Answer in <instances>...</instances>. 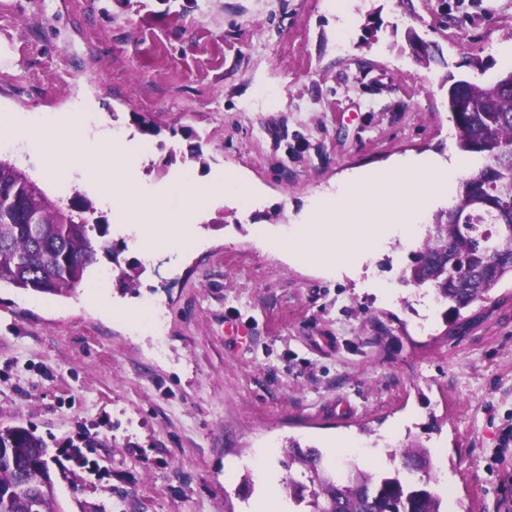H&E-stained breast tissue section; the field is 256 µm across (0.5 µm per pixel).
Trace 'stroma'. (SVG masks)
<instances>
[{
	"label": "stroma",
	"instance_id": "stroma-1",
	"mask_svg": "<svg viewBox=\"0 0 512 512\" xmlns=\"http://www.w3.org/2000/svg\"><path fill=\"white\" fill-rule=\"evenodd\" d=\"M0 0V110L89 106L141 133L142 174L161 186L201 145L200 178L227 168L257 185L250 209L225 198L189 256H143L108 221L115 300L157 299L142 335L86 311L81 292L0 287V424L48 449L62 512H247L257 482L224 467L272 445L286 477L289 441L392 469L417 440L448 479V512H500L487 470L512 426V281L446 321L399 276L417 242L372 261L393 290L326 278L260 247L256 227L288 231L306 198L349 170L454 151L446 75L489 82L512 46V0ZM415 29L441 63L418 64ZM141 269L137 288L118 269ZM406 425L397 439L385 430ZM81 449L77 464L67 449Z\"/></svg>",
	"mask_w": 512,
	"mask_h": 512
}]
</instances>
